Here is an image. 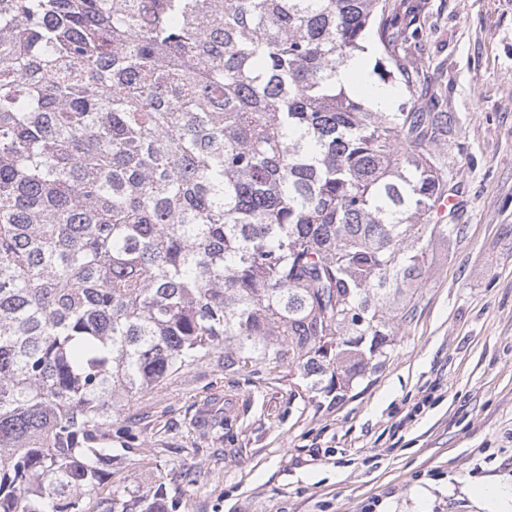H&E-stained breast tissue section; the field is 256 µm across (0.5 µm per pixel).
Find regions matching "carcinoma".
I'll use <instances>...</instances> for the list:
<instances>
[{
  "mask_svg": "<svg viewBox=\"0 0 512 512\" xmlns=\"http://www.w3.org/2000/svg\"><path fill=\"white\" fill-rule=\"evenodd\" d=\"M397 0H0V512L101 494L112 418L214 354L341 395L415 308L451 118L336 86L366 43L413 83Z\"/></svg>",
  "mask_w": 512,
  "mask_h": 512,
  "instance_id": "carcinoma-1",
  "label": "carcinoma"
}]
</instances>
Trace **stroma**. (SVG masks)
<instances>
[{
  "label": "stroma",
  "mask_w": 512,
  "mask_h": 512,
  "mask_svg": "<svg viewBox=\"0 0 512 512\" xmlns=\"http://www.w3.org/2000/svg\"><path fill=\"white\" fill-rule=\"evenodd\" d=\"M405 6L417 74L395 101L453 115L442 154L459 205L434 218L454 231L431 241L385 362L340 400L195 364L114 416L113 448L151 450L113 461V490L165 484L177 512H482L465 485L512 489V0ZM212 395L218 430L195 423ZM201 455L205 472L179 483Z\"/></svg>",
  "instance_id": "35a3bbf8"
}]
</instances>
